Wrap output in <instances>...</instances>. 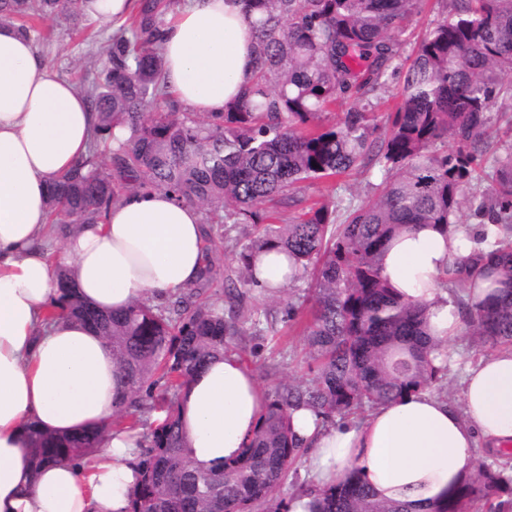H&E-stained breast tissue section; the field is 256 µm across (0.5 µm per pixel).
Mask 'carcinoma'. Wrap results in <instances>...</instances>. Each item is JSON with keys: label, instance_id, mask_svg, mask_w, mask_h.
<instances>
[{"label": "carcinoma", "instance_id": "1", "mask_svg": "<svg viewBox=\"0 0 512 512\" xmlns=\"http://www.w3.org/2000/svg\"><path fill=\"white\" fill-rule=\"evenodd\" d=\"M253 16L254 71L238 100L202 116L182 112L163 85L159 46L161 0H138L130 22L112 37L107 64L86 90L98 113V140L109 156L92 154L83 176L53 190L49 224L69 231L102 223L127 192L163 188L203 214L202 224H254L261 232L241 244L238 280L256 283L254 259L277 248L293 259V282L314 281L311 297L288 304L285 317H306L302 332L314 376L274 392L257 429L235 460L202 473L183 455L176 416L188 379L224 355L242 322L209 296L216 282L204 257L198 280L166 308L135 303L102 313L70 294L74 318L112 344L129 388L119 402L127 416L148 400L165 412L139 455L141 477L129 512H287L277 490L305 448L290 427L303 406L325 420L360 415L368 407L430 390L448 367L433 364L426 307L405 299L381 275L388 243L413 224L465 229L471 255L440 277L457 300L464 329L480 350L512 346V118L503 134L491 110L512 106V0H449L445 17L429 27L410 62L400 37L420 0H244ZM83 0H0V25L26 32L25 18L82 13ZM401 76L396 110L379 123L373 99ZM352 97L355 106L333 124L321 117ZM121 128L124 137L113 136ZM380 174L373 193L354 205L315 202L284 224H260L306 182L343 174ZM499 285L472 304L466 284ZM38 460H88L95 439L32 432ZM508 464H482L428 512H486L512 508ZM320 512H410L384 500L357 471L320 491Z\"/></svg>", "mask_w": 512, "mask_h": 512}]
</instances>
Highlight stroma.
<instances>
[{
	"label": "stroma",
	"instance_id": "35a3bbf8",
	"mask_svg": "<svg viewBox=\"0 0 512 512\" xmlns=\"http://www.w3.org/2000/svg\"><path fill=\"white\" fill-rule=\"evenodd\" d=\"M35 46L48 65L61 77L87 88L95 75L106 64V48L116 31L112 22H102L82 15L75 19L58 15L37 21ZM373 182L368 175H351L332 181L303 184L300 196L320 198L336 195L343 202H356L364 198ZM213 234L224 236V250L214 258L217 270L231 278V286L222 288L223 306L233 308L240 315L258 310L268 315L263 331L245 326L238 336L230 340L227 352L236 356L252 370L267 393H274L292 381L309 379L306 349L300 336L301 320L285 321L284 313L289 297L306 295L308 281L293 284L276 295L267 294L261 288H249L236 283L237 262L234 240L242 233L241 228L221 224L213 225ZM455 361L448 367L442 395L456 403L461 399V378L465 365L474 361L478 353L467 334H460L449 345Z\"/></svg>",
	"mask_w": 512,
	"mask_h": 512
}]
</instances>
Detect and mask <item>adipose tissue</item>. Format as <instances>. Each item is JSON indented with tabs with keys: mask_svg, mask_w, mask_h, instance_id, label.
<instances>
[{
	"mask_svg": "<svg viewBox=\"0 0 512 512\" xmlns=\"http://www.w3.org/2000/svg\"><path fill=\"white\" fill-rule=\"evenodd\" d=\"M244 0H185L162 27L168 91L190 111L239 98L253 69ZM95 112L37 53L31 33L0 26V512H128L139 476L140 430L114 426L125 387L112 347L69 317L57 288L66 274L103 312L153 304L196 281L203 265L199 210L164 190L126 195L105 222L48 232L52 185L88 157ZM466 242L433 225L388 245L382 276L425 303L433 337L459 332L454 297L438 277ZM268 402L235 356L211 360L182 389L177 415L185 454L203 471L239 456ZM291 427L311 454L308 480L341 483L349 468L383 499L421 512L474 468L476 448L512 444V349L482 355L462 377V404L428 391L375 406L360 420L323 421L301 407ZM73 436L98 430L91 461L37 462L31 430Z\"/></svg>",
	"mask_w": 512,
	"mask_h": 512,
	"instance_id": "1",
	"label": "adipose tissue"
}]
</instances>
